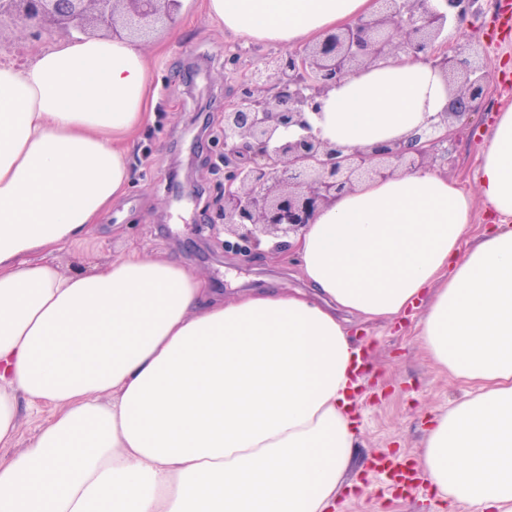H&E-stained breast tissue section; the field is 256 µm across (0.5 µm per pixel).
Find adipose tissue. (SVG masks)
Masks as SVG:
<instances>
[{"label":"adipose tissue","instance_id":"1","mask_svg":"<svg viewBox=\"0 0 512 512\" xmlns=\"http://www.w3.org/2000/svg\"><path fill=\"white\" fill-rule=\"evenodd\" d=\"M247 42L320 40L373 0H204ZM438 72L407 55L349 76L318 135L355 148L444 111ZM153 120L148 60L84 38L0 61V512H340L358 464L362 367L352 320L422 308L417 338L470 391L434 415L418 462L442 512H512V108L480 146L478 195L430 169L363 183L293 237L306 289L227 300L132 252L63 273L130 184ZM494 217L473 231L475 200ZM44 416V413H37L35 411L23 413V416L20 420L21 437L19 442L14 444L12 446L13 448L0 447V455H11L19 452L22 449L21 447H23V443L25 442L26 438L35 433L37 424Z\"/></svg>","mask_w":512,"mask_h":512}]
</instances>
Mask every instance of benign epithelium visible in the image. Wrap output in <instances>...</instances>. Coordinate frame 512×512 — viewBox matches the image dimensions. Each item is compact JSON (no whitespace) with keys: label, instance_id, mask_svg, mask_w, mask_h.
<instances>
[{"label":"benign epithelium","instance_id":"benign-epithelium-1","mask_svg":"<svg viewBox=\"0 0 512 512\" xmlns=\"http://www.w3.org/2000/svg\"><path fill=\"white\" fill-rule=\"evenodd\" d=\"M479 0H382L379 11L326 35L263 59L236 86L220 132L224 185L212 224L224 226V245L249 258L261 237L289 238L319 210L364 180L388 179L445 160L457 130L484 103L490 62L448 42V28L479 12ZM181 0H0V27L19 34L30 52L56 36L96 33L146 40L173 26ZM407 53L448 84V109L428 117L409 136L373 146L340 148L321 139L311 115L344 78Z\"/></svg>","mask_w":512,"mask_h":512}]
</instances>
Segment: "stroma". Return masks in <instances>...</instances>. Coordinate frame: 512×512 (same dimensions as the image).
I'll return each instance as SVG.
<instances>
[{"label": "stroma", "instance_id": "obj_1", "mask_svg": "<svg viewBox=\"0 0 512 512\" xmlns=\"http://www.w3.org/2000/svg\"><path fill=\"white\" fill-rule=\"evenodd\" d=\"M481 4V14L458 28L455 44L474 47L494 64L512 62V0ZM178 27V41L162 33L143 46L155 120L138 132L130 147L133 178L126 195L86 242L62 249L57 261L71 271L81 268L86 257L105 263L135 248L202 276L227 299L256 288L303 287L298 268L275 259L269 245L242 258L225 251L222 226L209 223L224 181L222 167L211 158V135L222 125L224 107L233 100L240 79L225 72L224 56L238 53L250 71L278 48L225 33L198 4L182 12ZM509 106L512 79L491 73L486 111L460 132L436 171L475 192L477 148L494 112ZM419 319V311L413 310L393 325L359 328L356 339L366 345L368 369L355 405L359 464L347 477L359 491L344 512H424L427 490L398 493L387 474L371 465L381 454L416 461L428 416L465 393L418 345Z\"/></svg>", "mask_w": 512, "mask_h": 512}]
</instances>
